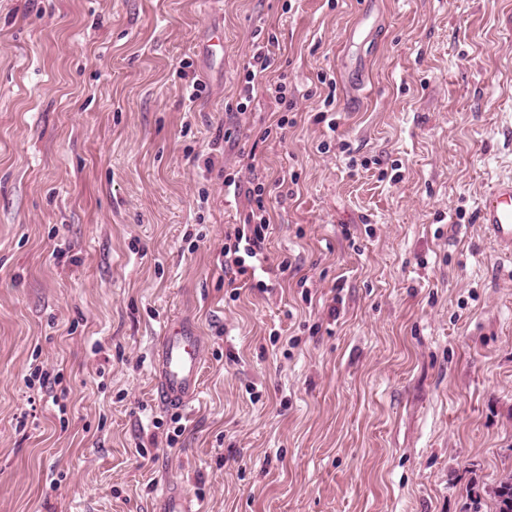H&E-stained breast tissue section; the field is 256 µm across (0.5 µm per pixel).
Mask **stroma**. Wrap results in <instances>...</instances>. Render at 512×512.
<instances>
[{
    "label": "stroma",
    "mask_w": 512,
    "mask_h": 512,
    "mask_svg": "<svg viewBox=\"0 0 512 512\" xmlns=\"http://www.w3.org/2000/svg\"><path fill=\"white\" fill-rule=\"evenodd\" d=\"M374 9L353 40L362 0H0V512H152L167 479L197 512H495L512 262L475 213L512 178V0ZM271 35L295 107L238 112ZM228 175L265 183V251L305 286L228 288ZM173 315L205 364L170 445L150 354Z\"/></svg>",
    "instance_id": "35a3bbf8"
}]
</instances>
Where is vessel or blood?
<instances>
[{"label": "vessel or blood", "instance_id": "b4317fda", "mask_svg": "<svg viewBox=\"0 0 512 512\" xmlns=\"http://www.w3.org/2000/svg\"><path fill=\"white\" fill-rule=\"evenodd\" d=\"M479 224L500 254L512 257V179L495 182L476 212ZM204 348L192 324L165 328L152 353L154 401L166 410H183L198 395ZM153 512H196L192 498L179 486L167 485Z\"/></svg>", "mask_w": 512, "mask_h": 512}]
</instances>
